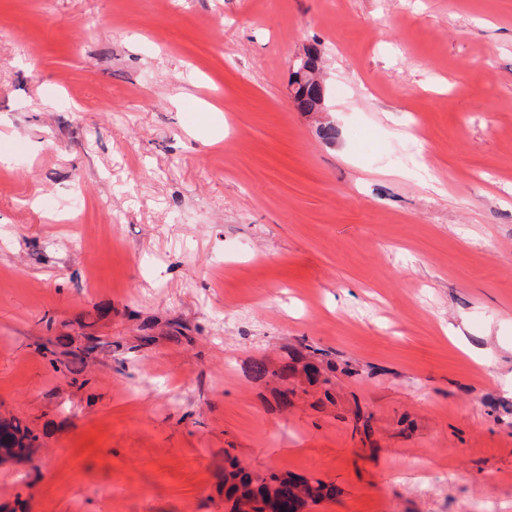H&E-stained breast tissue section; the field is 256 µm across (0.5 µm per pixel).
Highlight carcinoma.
Returning <instances> with one entry per match:
<instances>
[{
  "mask_svg": "<svg viewBox=\"0 0 512 512\" xmlns=\"http://www.w3.org/2000/svg\"><path fill=\"white\" fill-rule=\"evenodd\" d=\"M88 350V346L68 350L64 352V358H58L56 362L71 372L74 364L84 360ZM307 350L308 353L293 358L292 363L283 365L277 371L269 369L266 361L256 360L250 368V375L255 380H262L270 375L286 378L303 374L312 382L319 376L312 360L324 355V351L312 346ZM35 439L36 436L23 420L11 418L0 421V449L4 454L25 459ZM328 493L327 485L320 481L313 485L304 479L274 472L261 476L242 467L233 457L224 459V502L228 504V512H237L242 497L249 499L253 512H267L270 508L276 512H301L308 503H317Z\"/></svg>",
  "mask_w": 512,
  "mask_h": 512,
  "instance_id": "obj_1",
  "label": "carcinoma"
}]
</instances>
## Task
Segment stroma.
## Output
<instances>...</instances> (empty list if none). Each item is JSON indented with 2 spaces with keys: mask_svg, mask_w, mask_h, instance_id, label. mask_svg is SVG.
<instances>
[{
  "mask_svg": "<svg viewBox=\"0 0 512 512\" xmlns=\"http://www.w3.org/2000/svg\"><path fill=\"white\" fill-rule=\"evenodd\" d=\"M304 344L334 400L277 404L246 369ZM10 416L0 512H225L228 454L303 512H512V0H0ZM36 440L32 430L19 418L0 421V449L16 459H27L32 441Z\"/></svg>",
  "mask_w": 512,
  "mask_h": 512,
  "instance_id": "1",
  "label": "stroma"
}]
</instances>
